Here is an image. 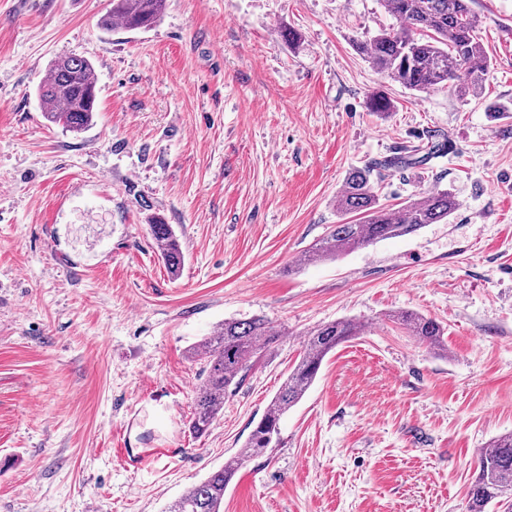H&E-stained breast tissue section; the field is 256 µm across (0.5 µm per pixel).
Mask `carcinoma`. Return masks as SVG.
I'll return each instance as SVG.
<instances>
[{"instance_id":"1","label":"carcinoma","mask_w":512,"mask_h":512,"mask_svg":"<svg viewBox=\"0 0 512 512\" xmlns=\"http://www.w3.org/2000/svg\"><path fill=\"white\" fill-rule=\"evenodd\" d=\"M403 27L381 31L370 41L356 42V49L373 69L408 89L423 92L446 88L458 96H477L482 74L489 63L484 47L476 38L479 20L470 7L472 0H383ZM167 0H112V9L102 25L116 22L125 31H145L162 18ZM96 75L85 57L65 56L49 68L48 79L38 86L45 115L52 124L81 132L96 109ZM368 108L386 114L393 102L374 91L367 97ZM392 163H376L349 172L337 196V209L344 215L356 213L355 223L335 224L309 252V259L337 258L351 251L393 237L412 234L428 224H438L458 208L449 190L423 192L401 209L379 204L375 184L385 178ZM168 271L179 275L184 255L169 224L158 220L150 225ZM418 342L432 348L444 346V330L436 320L413 313L390 315ZM361 325L340 320L322 324L308 332L303 351L294 364L270 409L251 431L241 451L203 481L184 491L165 512H224V491L237 471L278 442L279 422L297 405L314 383L328 354L360 334ZM279 336L262 317L231 319L213 335L205 337L194 350L205 362L206 373L196 391L189 428L206 433L224 410V397L237 389L251 359ZM512 494V432L494 439L478 454L477 475L468 491L467 512H485Z\"/></svg>"}]
</instances>
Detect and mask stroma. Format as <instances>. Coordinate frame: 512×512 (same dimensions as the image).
<instances>
[{"mask_svg": "<svg viewBox=\"0 0 512 512\" xmlns=\"http://www.w3.org/2000/svg\"><path fill=\"white\" fill-rule=\"evenodd\" d=\"M471 7L490 65L459 98L357 52L400 25L382 0H168L144 32L104 29L110 0H0V512H163L242 448L305 334L345 319L361 334L238 470L224 512H466L478 452L512 431V113L491 111L512 106V0ZM71 55L97 78L79 133L37 92ZM379 89L383 116L366 107ZM393 157L407 164L380 204L448 189L454 214L305 261L345 221L349 171ZM400 310L440 322L445 349ZM254 316L278 339L191 433L193 347ZM150 230L160 247L162 259L168 271L174 276L179 275L184 264V255L172 226L158 220L155 224H150ZM389 317L402 325L418 342L438 349L444 346V330L435 319L407 312L391 314Z\"/></svg>", "mask_w": 512, "mask_h": 512, "instance_id": "obj_1", "label": "stroma"}]
</instances>
